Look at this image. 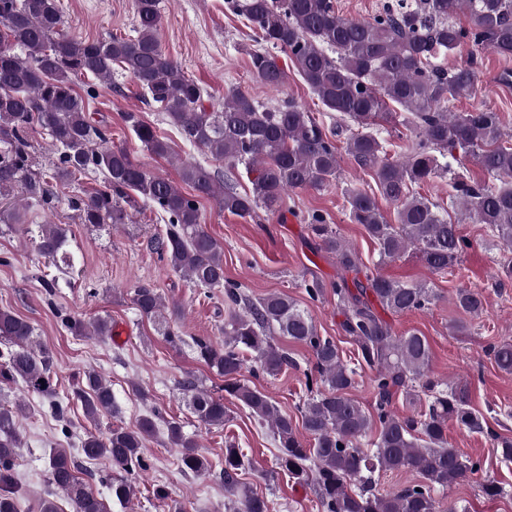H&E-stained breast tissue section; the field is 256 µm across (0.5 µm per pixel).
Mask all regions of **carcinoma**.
<instances>
[{"label": "carcinoma", "instance_id": "obj_1", "mask_svg": "<svg viewBox=\"0 0 512 512\" xmlns=\"http://www.w3.org/2000/svg\"><path fill=\"white\" fill-rule=\"evenodd\" d=\"M224 8L247 20L257 47L246 49L256 82L281 88L286 70L272 51L292 62L324 110L336 119L331 127L293 101L271 108L236 90L224 97V109L205 106L204 89L186 76L162 50L160 0H133L135 35L82 41L62 32L57 0H0V223L10 228L26 221L30 206L51 210L56 197L44 175L35 172L30 132L45 131L57 150L51 179L71 183L89 173L104 176L103 186L70 197L84 224H124L127 208L137 199L148 204L165 224L153 249L176 273L199 288L224 291L229 307L224 340L187 338L184 312L166 302L148 283L132 290L131 301L148 320L169 309L173 324L163 336L175 351L188 346L197 360L224 378L219 392L188 374L178 382L197 418L208 426L230 421L224 400L231 399L251 417L270 426L279 454L276 469L313 488L322 512H438L437 495L482 469V462L460 453L448 442V424L471 433L484 431V415L470 405L467 385L448 384L429 375L431 350L422 333L397 335L378 313L406 315L424 311L438 300L424 283L409 285L374 274L337 233L328 218L315 211L304 221L318 240L317 248L336 259L332 284L343 327L356 346L357 363L368 368L375 396L364 410L350 396L358 372L344 363L336 340L319 334L308 311L280 292L256 300L242 284L224 277V249L205 229L199 199L213 197L219 208L251 218L258 210L276 211L294 190L320 189L340 173L337 138L346 136L345 154L368 174L376 191L345 190L350 223L363 227L375 244L378 263L406 254L425 267L444 273L460 262L471 241L460 231L461 220L484 225L504 252L501 275L512 278V134L504 132L499 113L490 109L450 112L448 103L475 90L474 62L448 70L438 64L444 53L466 46L512 57V0H387L370 20L346 18L333 0H224ZM459 12L468 25L451 20ZM129 73L183 139L230 175L200 163L182 166L181 178L195 194L133 162L112 143V130L95 119L88 99L96 83L112 80L115 68ZM394 104L406 111L399 150L389 156L380 123L391 122ZM126 126L141 146L156 156L171 154L157 127L138 112H127ZM491 181L470 177L467 164ZM244 167L251 189L238 190L233 171ZM449 179L451 204L461 207L454 221L444 203L416 188L433 179ZM396 205L388 222L377 197ZM38 253L61 269L73 268L67 229L47 221L38 225ZM455 306L470 319L485 312L478 291L459 288ZM62 325L74 336H107L106 319L85 322L68 315ZM284 336L304 346L311 365L304 372L307 398L301 423L281 413L268 393L243 378L244 354L251 355L254 378L275 377L297 366L288 350L274 342ZM0 381L24 384L48 400L70 434L67 404L59 399L52 352L34 338V328L13 311L0 309ZM497 368L512 374V343L491 348ZM84 417L96 423L112 413L111 385L94 369H85L73 386ZM402 396L408 411L394 410ZM24 404L0 407V512H19L16 460L23 448L18 431ZM164 425L172 445L180 449L179 465L196 476L211 471L198 444L185 436L179 422L154 410L131 427L105 433L89 431L80 440L91 460L108 457L116 470L133 475L149 468L142 448ZM374 436L372 447L361 441ZM51 485L69 501L72 512H106L103 501L78 476V464L64 451L48 457ZM245 455L224 448V491L227 512H271L269 501L242 481ZM378 470L407 471L416 480L386 494L372 488ZM112 497L128 502L135 486L127 478L111 484Z\"/></svg>", "mask_w": 512, "mask_h": 512}]
</instances>
